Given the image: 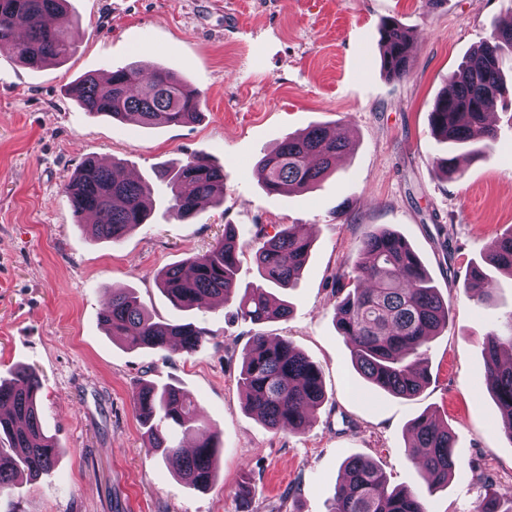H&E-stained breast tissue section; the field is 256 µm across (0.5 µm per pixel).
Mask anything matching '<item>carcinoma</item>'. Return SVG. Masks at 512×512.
I'll return each mask as SVG.
<instances>
[{"label":"carcinoma","instance_id":"1","mask_svg":"<svg viewBox=\"0 0 512 512\" xmlns=\"http://www.w3.org/2000/svg\"><path fill=\"white\" fill-rule=\"evenodd\" d=\"M67 0H0V51L31 69H41L66 58L74 49L66 31L46 19L65 15ZM413 37L395 21L380 28L381 69L400 79L410 68ZM512 53V26H493L461 66L459 73L436 99L430 113L432 135L451 147L495 141L486 123L503 98L502 63ZM83 108L95 115L123 121L135 114L141 124L181 125L201 114V95L176 74L159 69L145 75L135 66L113 71L102 81L86 75L71 88ZM349 143L332 136L321 125L284 138L258 163L269 193L308 190L335 171L336 157ZM172 194V209L182 218L192 217L204 202L224 198V170L204 155L160 171ZM66 197L77 217L95 218L93 235L118 242L146 223L151 213V189L145 182L123 179L117 166L93 161L82 165L65 185ZM312 241L298 225L283 227L274 235L259 233L252 245L239 242L232 225L224 238L185 265L165 269L159 286L172 305L189 311L209 299L231 300L236 313L254 324L288 316L289 306L266 291L270 284L286 287L304 267ZM253 253L260 282L237 294L236 271L240 256ZM489 262L512 273V233L496 239ZM466 291L480 302H490L495 287L484 269L476 265L464 282ZM345 293L336 305L339 333L352 346L357 373L373 388L413 397L427 385V351L431 339L448 323V301L432 284L418 255L401 235L372 228L362 239L361 258L352 283L337 285ZM107 331L130 348H153L192 354L207 331L192 322L155 319L136 296L112 291L101 313ZM512 353V312L484 337L487 359L485 386L502 414L503 432L512 440V364L501 363L503 352ZM241 382L246 407L268 427L298 432L309 413L322 403L325 392L319 367L286 338L270 340L257 334L245 349ZM41 380L31 368L20 367L9 381H0V494L18 488V476H36L49 469L57 455L53 440L40 423L38 407ZM135 410L147 427L148 448L173 467L186 483L206 488L216 471L217 433L201 432L192 452L174 441L173 431L184 427L197 405L176 386L145 385L134 398ZM413 441L407 454L426 473L428 486L448 484L457 464L456 437L448 426L422 415L410 424ZM328 512H426L421 498L407 488L388 489L383 469L363 456L343 463V478L336 487ZM476 512H512V493L489 492Z\"/></svg>","mask_w":512,"mask_h":512}]
</instances>
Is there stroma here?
I'll return each instance as SVG.
<instances>
[{
  "label": "stroma",
  "mask_w": 512,
  "mask_h": 512,
  "mask_svg": "<svg viewBox=\"0 0 512 512\" xmlns=\"http://www.w3.org/2000/svg\"><path fill=\"white\" fill-rule=\"evenodd\" d=\"M413 31L412 69L380 68L379 30ZM512 21V0H67L76 51L30 69L0 55V377L38 371L40 419L54 466L0 496V512H327L353 455L373 459L389 487L427 512H475L487 489L512 490V440L484 385L485 333L512 311V274L490 268L494 304L463 282L491 243L512 232V92L491 114L482 154L457 150L460 178L434 168L447 144L431 134L438 94L489 37ZM136 64L166 69L202 94L192 123L148 128L93 116L70 94L83 75ZM320 124L351 147L312 190L271 194L258 159ZM202 154L224 170V200L188 220L171 208L158 168ZM88 159L119 163L152 188L148 224L119 242L96 239L63 188ZM233 225H302L312 240L295 287H271L291 314L255 325L235 302L187 312L208 337L193 354L127 349L100 321L113 290L131 289L158 318L178 315L157 285L165 268L203 253ZM404 236L448 301V325L427 352L429 384L400 398L367 386L335 318V278L351 275L368 227ZM257 333L283 337L320 369L325 399L299 433L275 431L245 407L242 358ZM171 384L197 402L192 428H217L218 476L206 490L145 448L134 396ZM428 414L456 434L457 465L429 490L404 450ZM249 482L248 502L237 485Z\"/></svg>",
  "instance_id": "1"
}]
</instances>
